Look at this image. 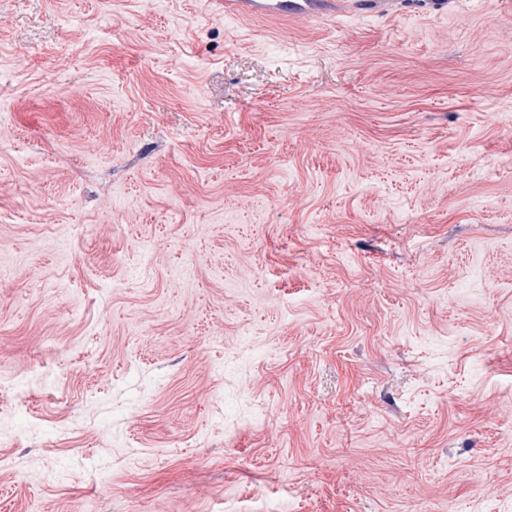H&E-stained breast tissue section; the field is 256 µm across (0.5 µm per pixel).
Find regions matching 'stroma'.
Listing matches in <instances>:
<instances>
[{
	"instance_id": "1",
	"label": "stroma",
	"mask_w": 512,
	"mask_h": 512,
	"mask_svg": "<svg viewBox=\"0 0 512 512\" xmlns=\"http://www.w3.org/2000/svg\"><path fill=\"white\" fill-rule=\"evenodd\" d=\"M0 512H512V0H0ZM342 4V3H339ZM335 0H224L225 16H270L300 20L336 12Z\"/></svg>"
}]
</instances>
